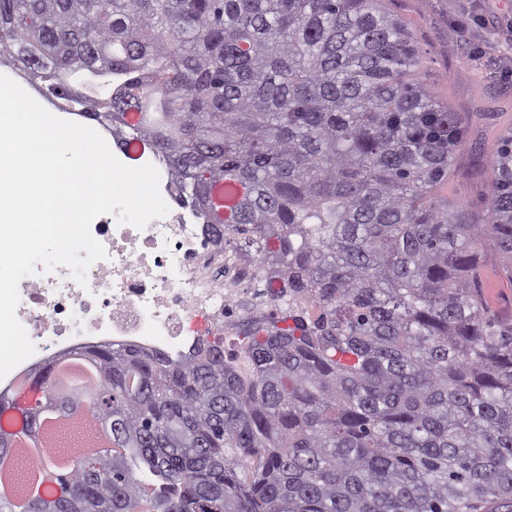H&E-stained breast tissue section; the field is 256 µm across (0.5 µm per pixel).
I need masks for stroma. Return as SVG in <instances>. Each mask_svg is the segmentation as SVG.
I'll list each match as a JSON object with an SVG mask.
<instances>
[{"instance_id": "obj_1", "label": "stroma", "mask_w": 512, "mask_h": 512, "mask_svg": "<svg viewBox=\"0 0 512 512\" xmlns=\"http://www.w3.org/2000/svg\"><path fill=\"white\" fill-rule=\"evenodd\" d=\"M420 53L418 78L436 101L458 113L465 139L442 194L487 215L490 158L512 130V0H388ZM474 253L489 276L491 303L512 318V283L490 249Z\"/></svg>"}]
</instances>
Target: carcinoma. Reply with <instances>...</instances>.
Segmentation results:
<instances>
[{"label": "carcinoma", "mask_w": 512, "mask_h": 512, "mask_svg": "<svg viewBox=\"0 0 512 512\" xmlns=\"http://www.w3.org/2000/svg\"><path fill=\"white\" fill-rule=\"evenodd\" d=\"M385 0H0V65L154 148L269 311L177 357L76 353L112 448L23 512H512V322L489 319L485 240L512 282V133L487 224L438 192L463 136L417 79Z\"/></svg>", "instance_id": "carcinoma-1"}]
</instances>
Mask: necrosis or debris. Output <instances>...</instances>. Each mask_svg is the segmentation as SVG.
I'll list each match as a JSON object with an SVG mask.
<instances>
[{
    "label": "necrosis or debris",
    "mask_w": 512,
    "mask_h": 512,
    "mask_svg": "<svg viewBox=\"0 0 512 512\" xmlns=\"http://www.w3.org/2000/svg\"><path fill=\"white\" fill-rule=\"evenodd\" d=\"M91 233L108 257L89 267L86 285L64 266L21 280L16 316L35 351L0 390L17 392L35 368L105 343L178 356L199 337L233 335V304L257 294L255 261L214 242L194 211H168L141 229L104 214Z\"/></svg>",
    "instance_id": "necrosis-or-debris-1"
}]
</instances>
